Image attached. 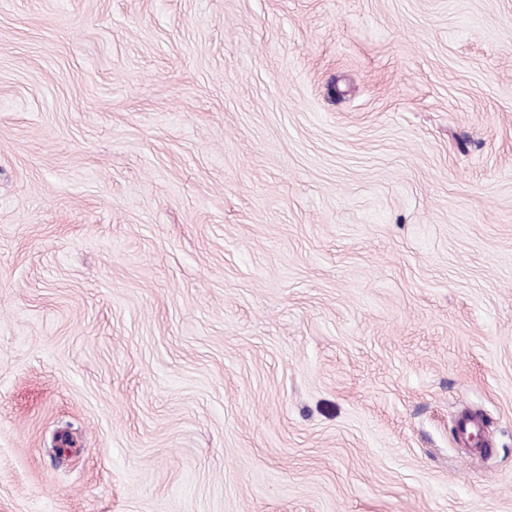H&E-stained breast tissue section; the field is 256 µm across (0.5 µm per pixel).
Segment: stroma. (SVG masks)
Masks as SVG:
<instances>
[{
  "mask_svg": "<svg viewBox=\"0 0 512 512\" xmlns=\"http://www.w3.org/2000/svg\"><path fill=\"white\" fill-rule=\"evenodd\" d=\"M0 512H512V0H0Z\"/></svg>",
  "mask_w": 512,
  "mask_h": 512,
  "instance_id": "1",
  "label": "stroma"
}]
</instances>
